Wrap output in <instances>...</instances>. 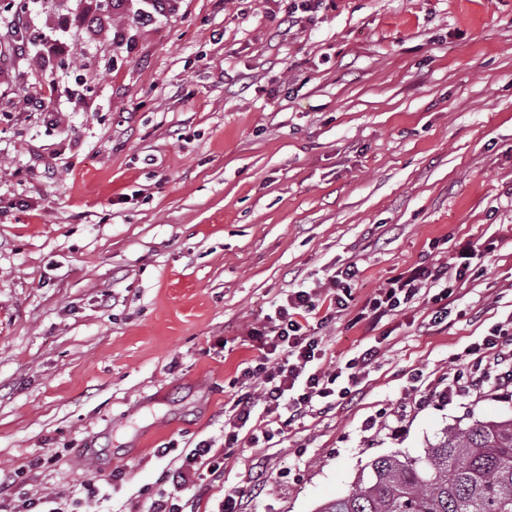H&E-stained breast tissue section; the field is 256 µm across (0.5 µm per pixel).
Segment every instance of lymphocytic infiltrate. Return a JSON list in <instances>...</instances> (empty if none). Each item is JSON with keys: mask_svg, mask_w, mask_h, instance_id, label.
Masks as SVG:
<instances>
[{"mask_svg": "<svg viewBox=\"0 0 512 512\" xmlns=\"http://www.w3.org/2000/svg\"><path fill=\"white\" fill-rule=\"evenodd\" d=\"M126 0H109L102 11L83 10L71 22L58 25L56 32L41 34L29 40L34 28L29 6L23 5L7 16H0V61L19 58L39 51L44 61L67 55L74 46L69 38L71 28L100 25L124 12ZM496 248L493 239L467 241L459 249L456 260L447 265L417 266L410 272L387 280L376 289L366 305L358 312V320L378 324L384 317L394 315L399 308L413 303L421 290L447 286L449 281L464 280L472 264L484 263ZM356 276L354 266H347L328 281L327 288L289 289L273 315L263 323L252 325L248 336L258 351L256 359L242 371L244 385L260 382V393H241L233 399L224 413V446L231 449L242 443L258 444L260 439L272 438V430L250 427L254 414L270 422L295 421L308 414L331 409L336 401L354 399L360 392L362 376L374 362V348L362 349L344 367L333 371L321 368L325 356L322 337L317 329L306 323V315L315 309L316 299L329 300L331 314L348 309L347 288ZM469 377L453 373L438 396L450 400L462 395L482 396L512 385V334L498 327L482 341L468 348ZM223 469L212 454L210 442L202 440L182 456L179 465L169 472L175 495L154 499L148 512H186L187 504L181 491L203 488L205 480H217Z\"/></svg>", "mask_w": 512, "mask_h": 512, "instance_id": "lymphocytic-infiltrate-1", "label": "lymphocytic infiltrate"}]
</instances>
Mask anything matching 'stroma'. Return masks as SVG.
Listing matches in <instances>:
<instances>
[{
  "instance_id": "35a3bbf8",
  "label": "stroma",
  "mask_w": 512,
  "mask_h": 512,
  "mask_svg": "<svg viewBox=\"0 0 512 512\" xmlns=\"http://www.w3.org/2000/svg\"><path fill=\"white\" fill-rule=\"evenodd\" d=\"M136 8L128 43L82 27L71 67L0 74V470L63 512L172 492L181 453L224 451L248 325L352 264V308L319 334L328 370L377 347L360 394L236 448L182 492L194 512L231 490L246 512H317L377 457L511 418L510 392L419 407L406 387L512 320V0H179L146 28ZM14 69L70 93L24 111ZM488 237L447 324L424 297L353 323L388 278Z\"/></svg>"
}]
</instances>
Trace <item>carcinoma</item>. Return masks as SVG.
Masks as SVG:
<instances>
[{
	"label": "carcinoma",
	"instance_id": "carcinoma-1",
	"mask_svg": "<svg viewBox=\"0 0 512 512\" xmlns=\"http://www.w3.org/2000/svg\"><path fill=\"white\" fill-rule=\"evenodd\" d=\"M370 469L318 512H512V419L451 427L420 455L394 452Z\"/></svg>",
	"mask_w": 512,
	"mask_h": 512
}]
</instances>
